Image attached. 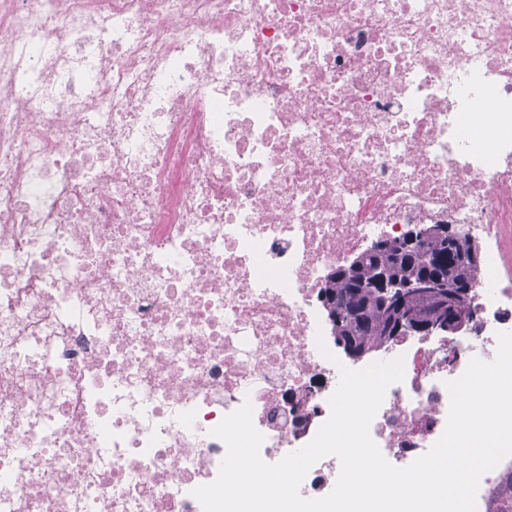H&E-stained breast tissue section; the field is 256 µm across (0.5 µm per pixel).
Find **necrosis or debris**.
<instances>
[{"mask_svg": "<svg viewBox=\"0 0 512 512\" xmlns=\"http://www.w3.org/2000/svg\"><path fill=\"white\" fill-rule=\"evenodd\" d=\"M413 224L480 246V321L373 353L397 467L512 331V0H0V512H202L246 402L309 443L325 279Z\"/></svg>", "mask_w": 512, "mask_h": 512, "instance_id": "4bbe7bcc", "label": "necrosis or debris"}]
</instances>
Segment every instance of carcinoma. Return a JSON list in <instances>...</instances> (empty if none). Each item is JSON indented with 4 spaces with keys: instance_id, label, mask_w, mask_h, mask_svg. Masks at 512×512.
<instances>
[{
    "instance_id": "1",
    "label": "carcinoma",
    "mask_w": 512,
    "mask_h": 512,
    "mask_svg": "<svg viewBox=\"0 0 512 512\" xmlns=\"http://www.w3.org/2000/svg\"><path fill=\"white\" fill-rule=\"evenodd\" d=\"M423 250L434 256L430 266L422 264L416 253L395 248L382 253H365L355 264L338 268L326 278L321 296L324 305L340 310L336 344L342 349L373 352L393 341L397 324L411 311L433 321L445 320L449 311L438 295L425 289L409 295L402 304L385 303L380 279L390 282L444 280L453 291L464 293L474 288L479 263L470 257L464 241L445 244L438 239L423 244Z\"/></svg>"
}]
</instances>
